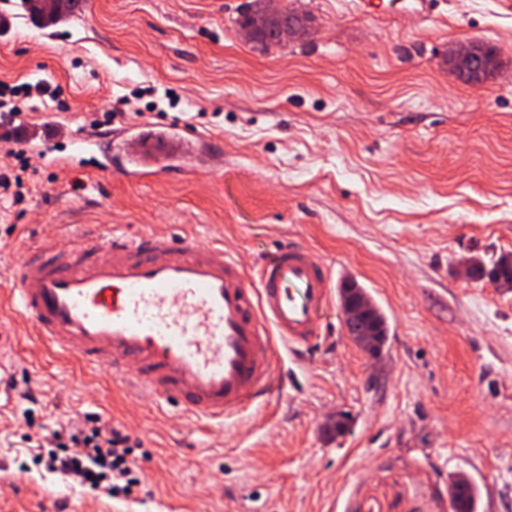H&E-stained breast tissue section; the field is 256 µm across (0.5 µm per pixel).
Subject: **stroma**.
Masks as SVG:
<instances>
[{
    "mask_svg": "<svg viewBox=\"0 0 512 512\" xmlns=\"http://www.w3.org/2000/svg\"><path fill=\"white\" fill-rule=\"evenodd\" d=\"M242 2L89 0L83 18L42 28L0 0V82L53 91L19 118L38 174L23 205L0 200V292L25 241L85 224L188 231L251 275L293 240L382 308V355L342 335L331 298L328 339L283 353L276 399L203 422L132 398L4 311L0 512H453L456 475L478 487V512H512V291L454 271L512 253V7L440 0L429 21L392 0L375 21L345 0H282L313 34L262 54L233 23ZM472 41L500 63L475 86L445 63ZM136 89L130 114L93 127ZM181 128L192 153L135 179L137 134ZM88 415L136 441L130 499L40 461L38 441Z\"/></svg>",
    "mask_w": 512,
    "mask_h": 512,
    "instance_id": "obj_1",
    "label": "stroma"
}]
</instances>
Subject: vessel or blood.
Returning a JSON list of instances; mask_svg holds the SVG:
<instances>
[{
	"label": "vessel or blood",
	"mask_w": 512,
	"mask_h": 512,
	"mask_svg": "<svg viewBox=\"0 0 512 512\" xmlns=\"http://www.w3.org/2000/svg\"><path fill=\"white\" fill-rule=\"evenodd\" d=\"M193 133H152L177 153ZM332 292L328 264L281 243L248 277L223 247L146 228L99 224L30 243L8 301L49 350L112 374L134 394L224 421L268 402L278 347L311 346Z\"/></svg>",
	"instance_id": "vessel-or-blood-1"
}]
</instances>
